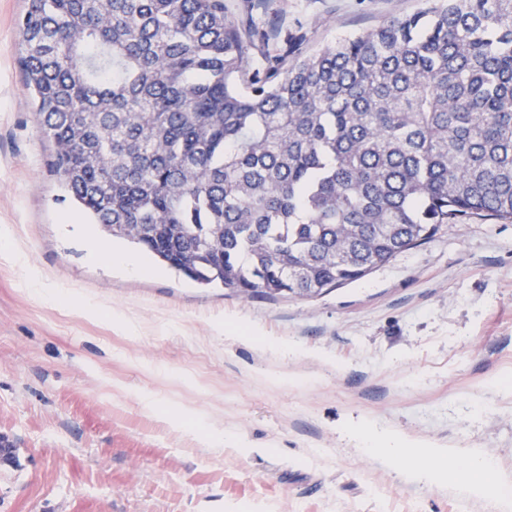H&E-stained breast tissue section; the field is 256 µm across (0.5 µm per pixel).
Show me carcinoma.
Returning a JSON list of instances; mask_svg holds the SVG:
<instances>
[{"label":"carcinoma","mask_w":512,"mask_h":512,"mask_svg":"<svg viewBox=\"0 0 512 512\" xmlns=\"http://www.w3.org/2000/svg\"><path fill=\"white\" fill-rule=\"evenodd\" d=\"M17 26L67 192L200 285L314 299L512 221V0H423L247 81L224 0H29Z\"/></svg>","instance_id":"obj_1"}]
</instances>
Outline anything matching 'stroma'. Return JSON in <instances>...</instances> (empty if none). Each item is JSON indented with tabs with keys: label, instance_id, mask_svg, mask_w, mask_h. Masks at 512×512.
Segmentation results:
<instances>
[{
	"label": "stroma",
	"instance_id": "35a3bbf8",
	"mask_svg": "<svg viewBox=\"0 0 512 512\" xmlns=\"http://www.w3.org/2000/svg\"><path fill=\"white\" fill-rule=\"evenodd\" d=\"M245 73L421 0H224ZM0 0V512H502L512 504V222L476 216L314 300L88 260ZM131 320L127 333L116 322ZM446 449L445 482L350 431ZM224 438L223 454L195 426ZM490 461L475 497L463 466Z\"/></svg>",
	"mask_w": 512,
	"mask_h": 512
}]
</instances>
